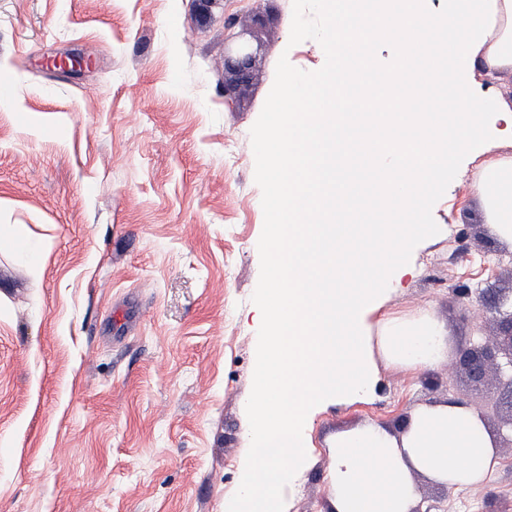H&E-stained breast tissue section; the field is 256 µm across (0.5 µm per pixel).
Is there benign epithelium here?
I'll return each mask as SVG.
<instances>
[{"instance_id": "7a95c632", "label": "benign epithelium", "mask_w": 512, "mask_h": 512, "mask_svg": "<svg viewBox=\"0 0 512 512\" xmlns=\"http://www.w3.org/2000/svg\"><path fill=\"white\" fill-rule=\"evenodd\" d=\"M253 34L248 30L229 34L224 44V71L230 79L224 92L235 93L249 82L257 61ZM483 313L495 325L492 339L458 349L448 367L465 375L479 392L484 406L496 416L499 426L490 432L496 448H512V287L488 285L477 291Z\"/></svg>"}]
</instances>
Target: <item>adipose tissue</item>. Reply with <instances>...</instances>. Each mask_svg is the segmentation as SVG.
Here are the masks:
<instances>
[{
	"label": "adipose tissue",
	"instance_id": "obj_1",
	"mask_svg": "<svg viewBox=\"0 0 512 512\" xmlns=\"http://www.w3.org/2000/svg\"><path fill=\"white\" fill-rule=\"evenodd\" d=\"M397 68L384 112L332 115L335 99L373 101L376 47ZM325 70L285 72L278 111L257 132V170L277 203L273 262L250 309L260 376L247 399L239 492L224 512H282L292 474L308 461L314 407L366 393L375 367L366 316L409 274L406 256L434 227L427 201L455 156L487 135L483 113L512 125V0H330ZM473 189L486 220L512 240V156L487 159ZM379 337L394 362L433 368L445 328L433 315L388 316ZM332 512H413L417 476L455 487L484 480L496 450L478 415L441 402L415 409L400 435L364 425L329 441Z\"/></svg>",
	"mask_w": 512,
	"mask_h": 512
}]
</instances>
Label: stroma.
<instances>
[{"label":"stroma","mask_w":512,"mask_h":512,"mask_svg":"<svg viewBox=\"0 0 512 512\" xmlns=\"http://www.w3.org/2000/svg\"><path fill=\"white\" fill-rule=\"evenodd\" d=\"M328 0H0V512H224L238 491L254 333L244 318L267 274L273 197L255 131L285 69L326 66ZM253 32L250 85L224 95L228 21ZM77 54L85 67L63 70ZM475 143L432 196L439 230L414 272L366 319L377 380L312 410L310 462L285 512H331L328 441L363 424L392 429L452 397L478 408L446 362L412 371L383 353L382 315L433 314L445 344L493 334L451 289L512 286V241L472 192ZM23 225L24 242L11 238ZM437 512H512V448Z\"/></svg>","instance_id":"obj_1"}]
</instances>
